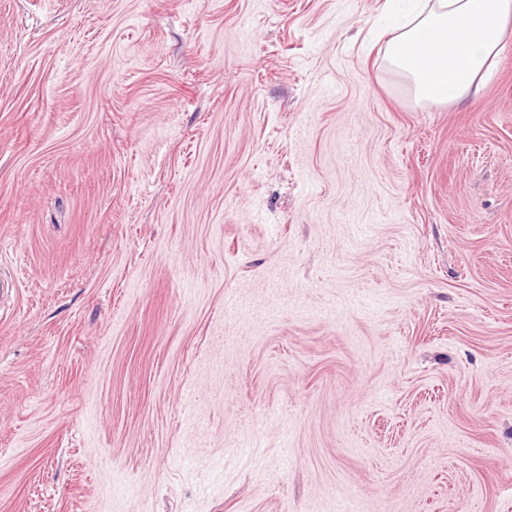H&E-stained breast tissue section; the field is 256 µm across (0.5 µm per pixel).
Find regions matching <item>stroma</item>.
Wrapping results in <instances>:
<instances>
[{
    "mask_svg": "<svg viewBox=\"0 0 512 512\" xmlns=\"http://www.w3.org/2000/svg\"><path fill=\"white\" fill-rule=\"evenodd\" d=\"M407 9L0 0V512H512V26ZM410 22L385 47L387 65L417 104L450 103L478 91L499 55L511 0H419Z\"/></svg>",
    "mask_w": 512,
    "mask_h": 512,
    "instance_id": "35a3bbf8",
    "label": "stroma"
}]
</instances>
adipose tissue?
Returning <instances> with one entry per match:
<instances>
[{"label":"adipose tissue","mask_w":512,"mask_h":512,"mask_svg":"<svg viewBox=\"0 0 512 512\" xmlns=\"http://www.w3.org/2000/svg\"><path fill=\"white\" fill-rule=\"evenodd\" d=\"M512 0H428L385 47L387 65L416 103H450L478 90L499 55Z\"/></svg>","instance_id":"adipose-tissue-1"}]
</instances>
